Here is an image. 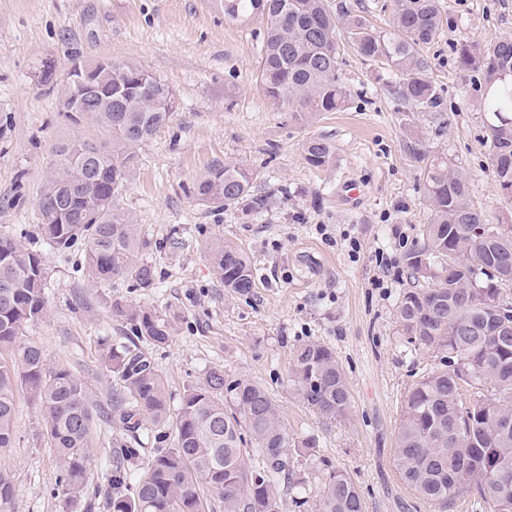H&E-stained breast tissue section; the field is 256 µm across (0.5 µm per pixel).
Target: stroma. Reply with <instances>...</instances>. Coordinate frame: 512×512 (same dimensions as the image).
I'll return each instance as SVG.
<instances>
[{
	"label": "stroma",
	"mask_w": 512,
	"mask_h": 512,
	"mask_svg": "<svg viewBox=\"0 0 512 512\" xmlns=\"http://www.w3.org/2000/svg\"><path fill=\"white\" fill-rule=\"evenodd\" d=\"M443 5L453 24L423 50L441 91L437 111L406 106L391 73L347 46L340 68L348 105L303 123L257 82L260 19H225L209 0H0V235L41 254L45 268L47 313L25 326L22 340L42 347L49 368L79 376L102 409L90 434L92 463L72 500L57 485L59 461L36 403L18 395L15 444L0 452L14 494L0 512H109L105 462L116 441L130 438L112 406L117 377L106 362L111 348L128 342V323L112 313L117 302L169 323L167 344L141 350L163 375L171 407L219 368L265 387L290 436L315 438L300 465L310 501L330 472L343 469L364 512H439L403 482L394 462L406 395L435 364L430 353L404 346L396 320L411 286L405 255L429 216L415 149L460 166L489 223L512 221V201L501 196L489 160L478 78L455 63L460 43L512 35V0ZM100 56L137 64L176 97L169 123L137 149L115 201L149 243L143 258L156 281L147 289L129 279L87 281L84 244L52 248L39 228L36 199L55 146L108 141L61 110L74 59ZM46 63L56 72L50 84L39 79ZM314 137L334 148L322 168L304 157L303 144ZM224 163L252 173L262 210L221 209L193 196V183ZM219 241L250 257L248 294L227 293L215 277L209 252ZM379 250L391 259L389 270L376 266ZM308 340L332 347L344 367L352 398L343 419L317 417L289 380L292 353Z\"/></svg>",
	"instance_id": "obj_1"
}]
</instances>
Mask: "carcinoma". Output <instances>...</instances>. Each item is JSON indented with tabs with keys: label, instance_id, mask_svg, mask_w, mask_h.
I'll use <instances>...</instances> for the list:
<instances>
[{
	"label": "carcinoma",
	"instance_id": "carcinoma-1",
	"mask_svg": "<svg viewBox=\"0 0 512 512\" xmlns=\"http://www.w3.org/2000/svg\"><path fill=\"white\" fill-rule=\"evenodd\" d=\"M231 20L259 17L264 23L258 82L274 104L307 122L348 104L350 92L339 68L341 44L387 69L394 88L413 109L432 112L440 94L428 60L420 54L451 25L441 0H393L390 29H373L348 10L336 15L331 0H213ZM457 67L489 86L512 72V36L462 44ZM101 98L90 122L112 140V152L77 140L54 149L55 162L36 201L43 239L52 247L85 244L86 276L110 281L130 278L140 288L155 284L154 267L138 258L146 248L139 225L114 207L129 181L135 149L171 117L172 89L132 62L95 76ZM488 125L489 159L500 194L512 200V92L482 96ZM307 163L329 164L332 145L321 138L303 144ZM429 222L422 242L406 255L416 285L397 306L400 335L432 354L436 365L409 390L399 424L394 458L403 481L443 512L471 496L481 512H512V429L503 432L494 417L512 410V341L496 334V309L512 307V224L486 223L471 200L465 172L439 155L423 151ZM94 170V180L86 179ZM194 195L226 208L260 210L265 199L253 193V176L235 164L216 165L193 187ZM210 260L224 288L245 294L253 288L248 255L232 243L212 248ZM115 313L132 336L161 346L168 323L151 310ZM47 312L42 257L9 237H0V450L11 447L16 392L37 400L51 447L60 462L59 486L80 491L91 458L89 433L96 405L84 382L67 369L46 367L42 348L20 345L24 326ZM108 363L119 374L115 402L121 422L139 429L172 424L176 439L158 448L143 472L130 467L138 448L123 447L105 466L112 512H202L199 483L218 496L224 512H284L276 484L288 481L300 504L306 480L297 448L311 438L288 434L270 393L248 379L227 380L219 368L184 395L171 412L163 376L139 352L112 350ZM292 382L303 403L319 417L336 420L350 407L345 371L328 345L308 341L293 353ZM133 487L132 494L124 489ZM314 512H364L359 489L348 472L329 474Z\"/></svg>",
	"mask_w": 512,
	"mask_h": 512
}]
</instances>
